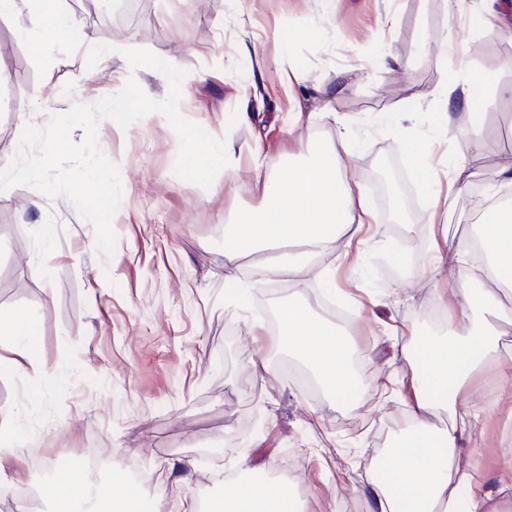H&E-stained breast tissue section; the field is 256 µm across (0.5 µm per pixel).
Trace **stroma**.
Wrapping results in <instances>:
<instances>
[{"instance_id": "35a3bbf8", "label": "stroma", "mask_w": 512, "mask_h": 512, "mask_svg": "<svg viewBox=\"0 0 512 512\" xmlns=\"http://www.w3.org/2000/svg\"><path fill=\"white\" fill-rule=\"evenodd\" d=\"M62 6L92 36L75 35L49 59L33 52L23 19H0V169L26 124L47 123L72 101L96 102L131 76L151 98H164L168 87L154 70L130 71L126 48L186 69L182 117L241 149L260 147V173L268 176L335 142L336 125L321 118L326 105L314 87L340 77L347 88L333 107L355 144L348 174L396 258L381 268V250L368 248L365 263L337 273L332 285L319 274L329 256L304 282L288 274L264 280L261 253L240 254L224 229L261 206L260 173L244 161L219 173L212 188L179 178L180 138L159 113L125 129L111 120L99 127L100 147L122 178L110 260L97 256L93 226L67 199L27 186L0 191V310L33 316V354L43 367L36 375L0 369V407L23 411L7 439L42 454L40 468L24 471L34 512H48L55 481L81 479L77 459L88 448L100 455V480L129 476L135 465L156 473V482L136 488L146 512L181 462L191 466L198 499H221L222 477L233 473L294 484L308 512H370L368 469L404 433L409 396L404 388L382 394L371 381L417 372L436 331L435 291L458 285L447 269L404 285L428 253L434 176L415 169L401 143L432 140L435 167L463 155V133L438 127V92L464 71L480 78L469 110L485 152L471 162L472 190L451 201L446 218L449 244L468 237L476 190L497 160L512 156V98L499 94L512 84V31L465 4L449 16L448 0H137L120 16L94 0ZM94 43L114 51L90 68L85 52ZM388 56L406 68H387ZM291 73L306 77L305 90L289 86ZM297 104L316 120L295 123ZM242 111L249 122L239 121ZM232 252L238 270L229 278ZM283 289L350 314L363 388L316 397L276 366L250 379L253 362L272 356L260 303L276 302ZM394 324L415 330L410 358L393 357ZM500 390L492 368L471 383L483 412L465 464L512 468V424L487 410Z\"/></svg>"}]
</instances>
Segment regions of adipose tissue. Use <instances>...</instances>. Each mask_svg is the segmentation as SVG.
<instances>
[{
	"instance_id": "obj_1",
	"label": "adipose tissue",
	"mask_w": 512,
	"mask_h": 512,
	"mask_svg": "<svg viewBox=\"0 0 512 512\" xmlns=\"http://www.w3.org/2000/svg\"><path fill=\"white\" fill-rule=\"evenodd\" d=\"M59 2L0 0V18L27 14L41 30L35 50L46 56L68 44L76 31L73 17ZM348 147V134L342 129L336 144L320 147L312 160L288 166L273 177H258L261 206L228 225L229 235L250 249L271 244L284 248V255L268 265L270 274L308 276L314 259L331 253L343 236L352 241L340 256L349 266L362 251L354 243L356 237L383 247L362 190L347 174L341 152ZM506 190H512L511 156L497 164L486 188L487 203L479 210L475 239L452 247L447 225H430V271L454 268L461 286L451 293L436 291L448 330L427 338L419 370L407 382L412 437L387 458L388 477H379L377 468L369 470L372 512H512L511 470L490 475L461 463L479 419L470 392L475 373L492 366L508 382L492 408L512 421V350L499 342L512 324V206L500 204ZM278 326L279 349L305 361L329 392L355 388L347 334L304 302L283 306ZM33 327V317L1 310L0 348L15 349L24 361H32ZM441 410L450 420L445 429L435 424ZM114 490L111 484L84 481L63 486L53 497L55 512H143L138 493L118 496ZM294 499L288 483L233 478L224 482L223 512H292Z\"/></svg>"
}]
</instances>
